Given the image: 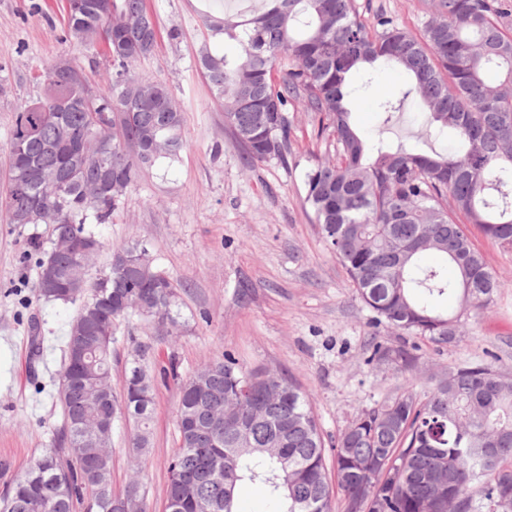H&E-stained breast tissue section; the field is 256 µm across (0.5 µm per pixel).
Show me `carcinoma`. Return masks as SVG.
I'll use <instances>...</instances> for the list:
<instances>
[{
  "mask_svg": "<svg viewBox=\"0 0 512 512\" xmlns=\"http://www.w3.org/2000/svg\"><path fill=\"white\" fill-rule=\"evenodd\" d=\"M243 21L211 17V36L236 41L232 56L205 52L201 65L228 124L250 161L288 163L296 105L314 114L316 140L326 143L303 177L305 201L346 269L371 320L391 332L436 344L457 341L465 318L490 308L504 282L474 246L472 224L512 252V0H430L416 35L379 13L369 25L357 0H271ZM64 37L76 47L100 39L110 75L90 80L84 69L44 75L43 94L16 113L10 136L5 203L12 224H51L55 237L91 241L110 252L87 299L64 296L65 286L37 297L89 306L110 329L138 316L160 327L172 318L176 286L143 244L112 245L92 230L106 224L144 171L178 159L185 118L170 87L136 70L158 46L159 26L146 0H66ZM125 22L109 29L110 16ZM382 60L411 78L405 95L426 111L425 138L453 131L461 150L408 152L366 145L351 124L350 73ZM435 255L449 262L423 265ZM140 270L123 272L125 259ZM449 296L458 310L439 302ZM116 396L106 386L112 348L90 346L85 366L65 355L58 395L64 425L51 447L20 476L6 481L0 512H108L98 490L112 488L111 455L82 448L60 465L62 449L99 420L120 418L130 403L134 445L150 443L154 389L137 346ZM373 356L403 371L415 367L406 346L378 344ZM224 414V427L206 422L191 433L185 418ZM177 452L169 465L166 512H239L244 484L261 487L276 512H333L332 488L346 512H512L499 503L500 483L512 482V378L464 363L448 381L418 395L406 388L375 403L336 442L332 464L313 412V398L280 374L243 368L232 355L203 364L180 383ZM497 449L499 468L485 466L479 446ZM455 481L448 483V473ZM336 486H331V476ZM124 493L131 512H148L142 482Z\"/></svg>",
  "mask_w": 512,
  "mask_h": 512,
  "instance_id": "1",
  "label": "carcinoma"
}]
</instances>
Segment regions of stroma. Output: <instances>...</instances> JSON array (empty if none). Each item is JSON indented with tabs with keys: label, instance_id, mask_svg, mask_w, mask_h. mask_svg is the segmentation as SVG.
I'll list each match as a JSON object with an SVG mask.
<instances>
[{
	"label": "stroma",
	"instance_id": "1",
	"mask_svg": "<svg viewBox=\"0 0 512 512\" xmlns=\"http://www.w3.org/2000/svg\"><path fill=\"white\" fill-rule=\"evenodd\" d=\"M217 5L233 16L248 15L262 10L265 0H147L160 38L139 69L167 83L181 103L185 148L179 162L146 172L111 221L94 227L108 243L146 244L178 286L172 335L159 338L154 324L135 320L116 325L112 345L113 393L123 389L137 344L152 345L158 366L175 369L174 376L154 382L147 455L137 454L132 425L120 419L112 428V488L123 491L142 470L150 512H166L179 384L224 354L250 370L279 372L310 393L329 445L362 410L409 385L419 391L435 386L463 363L482 362L512 378V253L472 231L475 247L507 286L457 342L438 346L374 327L305 203L302 172L325 150L314 139L311 114L300 108L291 113L293 138L284 164L247 161L224 122L198 62L205 48L235 50L204 26ZM64 7L65 0H0V461L14 475L26 471L61 428L58 373L77 307L34 294L37 267L28 252L35 241L50 250L54 236L51 225L10 221L9 135L20 104L41 94L43 74L56 61L73 58L94 69L96 79L107 75L101 41L77 49L62 40ZM173 29L178 38H170ZM351 83L360 96L351 121L369 148L384 138L409 151L426 150L424 112L416 97L405 94L406 75L381 63L354 73ZM383 97L403 101L389 125L378 108ZM34 322L43 344L36 363L29 340ZM378 342L413 347L416 369L404 373L371 359Z\"/></svg>",
	"mask_w": 512,
	"mask_h": 512
}]
</instances>
